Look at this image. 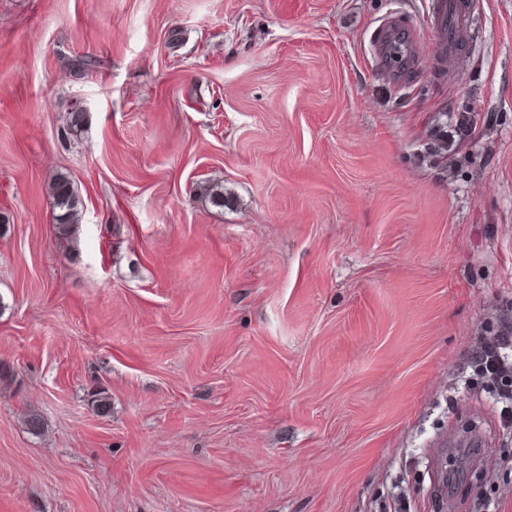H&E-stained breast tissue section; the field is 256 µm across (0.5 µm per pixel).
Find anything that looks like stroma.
Returning a JSON list of instances; mask_svg holds the SVG:
<instances>
[{
	"label": "stroma",
	"instance_id": "35a3bbf8",
	"mask_svg": "<svg viewBox=\"0 0 512 512\" xmlns=\"http://www.w3.org/2000/svg\"><path fill=\"white\" fill-rule=\"evenodd\" d=\"M433 2L0 0V512H512V0ZM467 2L464 0H435L430 28L436 53L451 57L466 32ZM52 200L55 232L59 238L72 239L79 231V223L84 209L83 202L70 177L57 174L49 186ZM512 348V334L505 333L493 340L484 341L477 351L476 361L479 372L493 381L507 382L501 395L512 400V362L506 355Z\"/></svg>",
	"mask_w": 512,
	"mask_h": 512
}]
</instances>
